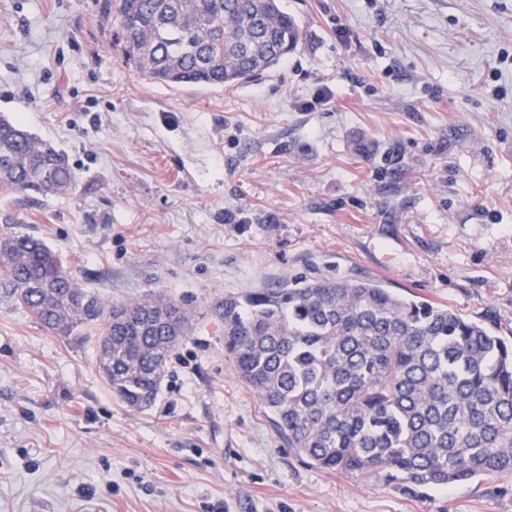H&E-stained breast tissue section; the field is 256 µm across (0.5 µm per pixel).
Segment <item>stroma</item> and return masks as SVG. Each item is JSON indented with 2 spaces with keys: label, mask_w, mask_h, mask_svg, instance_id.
Returning a JSON list of instances; mask_svg holds the SVG:
<instances>
[{
  "label": "stroma",
  "mask_w": 512,
  "mask_h": 512,
  "mask_svg": "<svg viewBox=\"0 0 512 512\" xmlns=\"http://www.w3.org/2000/svg\"><path fill=\"white\" fill-rule=\"evenodd\" d=\"M102 4L0 0V115L77 178L0 195V230L107 300L185 303L195 328L136 410L95 339L0 306V512H512V475L414 497L303 461L210 325L216 298L316 272L512 341V0H284L297 50L223 89L144 80Z\"/></svg>",
  "instance_id": "stroma-1"
}]
</instances>
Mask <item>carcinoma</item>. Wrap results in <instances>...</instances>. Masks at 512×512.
Instances as JSON below:
<instances>
[{"label":"carcinoma","mask_w":512,"mask_h":512,"mask_svg":"<svg viewBox=\"0 0 512 512\" xmlns=\"http://www.w3.org/2000/svg\"><path fill=\"white\" fill-rule=\"evenodd\" d=\"M115 46L143 79L226 87L295 52L281 0H104ZM64 153L0 116V193L63 194ZM0 304L55 336L107 338L98 371L131 408L152 405L195 312L162 294L112 303L41 239L0 233ZM210 323L288 447L327 470L434 486L512 474V343L482 320L375 279L296 276L217 299Z\"/></svg>","instance_id":"carcinoma-1"}]
</instances>
